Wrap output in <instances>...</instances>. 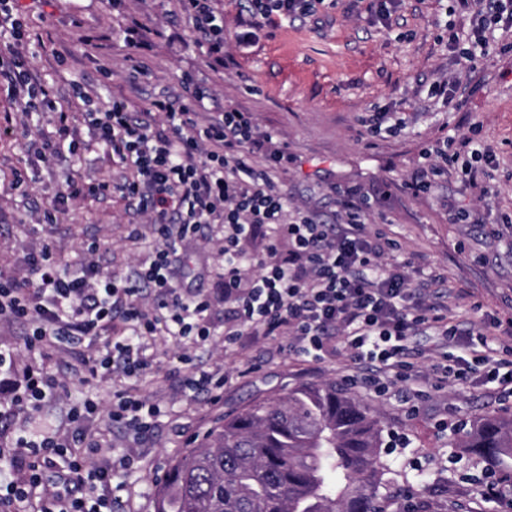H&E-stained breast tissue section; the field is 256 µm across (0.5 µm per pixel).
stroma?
I'll use <instances>...</instances> for the list:
<instances>
[{
	"label": "stroma",
	"instance_id": "1",
	"mask_svg": "<svg viewBox=\"0 0 512 512\" xmlns=\"http://www.w3.org/2000/svg\"><path fill=\"white\" fill-rule=\"evenodd\" d=\"M27 38L19 52L58 109L75 113L77 144L60 140L51 112L23 114L0 79V117L11 116L14 139L0 141V270L23 272L29 253L51 246L62 263L75 264L88 245L107 274L128 271L157 239L150 225L118 196L78 200L55 223L42 211L70 178L121 182L132 172L111 151L91 143L74 86L98 104L125 99L132 111L154 98L178 97L182 78L192 75L209 94L208 111L227 108L252 112L260 130H274L288 147L291 161L276 175L291 203L330 219L335 186L367 192L372 203L367 224L396 243L388 263L404 264V273L422 280L441 274L444 286L462 293L450 303L448 317L480 328L482 318L497 319L512 345V33L494 31L490 48L473 70L463 69L448 51L449 28L468 20L454 0H401L389 23L375 14L372 0H324L314 15L260 31L248 44L236 35L249 20L246 0H216L224 22L227 62L207 66L197 49L191 24L177 0H17ZM138 26L144 44L132 54L125 31ZM149 74L131 80L134 61ZM460 79L462 94L445 103L431 95L434 84ZM393 112L402 120L394 134L367 135L360 118ZM475 135L492 152L486 174L477 181L452 175L436 180L419 195L405 189L424 170L421 150L437 139ZM57 151L47 160L35 152L43 141ZM469 218L460 222L458 210ZM142 237L129 239L130 225ZM218 224L201 225L179 248L173 282L186 290L211 289L204 272L219 265ZM30 324L0 319V345L14 353L0 368V395H10L33 353L25 346ZM289 339L242 338L232 345L214 337L203 345L182 347L170 336L150 341L156 363L140 378L113 376L82 381L84 345L72 344L47 360L61 382L57 396L33 413L35 425L71 429L74 407L91 401L95 412L84 428L120 459L135 449L137 468H116L112 512H153L161 481L171 463L189 448L181 430L199 437L224 418L254 401H273L306 384L341 382L358 364L346 353L302 355ZM196 371L223 376L224 399L215 404L204 390L185 389ZM159 404L161 413L149 433L138 435L112 421L113 391ZM350 396L369 408L384 431L398 440L385 460L391 466L393 500L426 507L427 512H512L506 501L480 495L464 479L472 464L465 454H451L448 439L464 420L491 411L512 413V398L502 399L492 386L446 383L404 405L398 397L381 398L353 388Z\"/></svg>",
	"mask_w": 512,
	"mask_h": 512
}]
</instances>
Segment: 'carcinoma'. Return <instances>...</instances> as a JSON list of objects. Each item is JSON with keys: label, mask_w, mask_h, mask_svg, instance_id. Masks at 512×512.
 <instances>
[{"label": "carcinoma", "mask_w": 512, "mask_h": 512, "mask_svg": "<svg viewBox=\"0 0 512 512\" xmlns=\"http://www.w3.org/2000/svg\"><path fill=\"white\" fill-rule=\"evenodd\" d=\"M173 461L154 512H388L381 426L331 384L259 401ZM512 482V417L487 415L448 441Z\"/></svg>", "instance_id": "1"}]
</instances>
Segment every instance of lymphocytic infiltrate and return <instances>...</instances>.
<instances>
[{
  "label": "lymphocytic infiltrate",
  "mask_w": 512,
  "mask_h": 512,
  "mask_svg": "<svg viewBox=\"0 0 512 512\" xmlns=\"http://www.w3.org/2000/svg\"><path fill=\"white\" fill-rule=\"evenodd\" d=\"M213 2L180 0V5L192 24L196 46L208 66L218 69L224 65V24ZM319 2L248 0L251 20L237 40L252 42L258 30L278 19L304 18ZM459 5L470 15V28L448 38V50L457 58L475 61L485 54L490 31H512V0H459ZM0 76L22 112L53 109L47 89L22 60L0 61ZM183 89L182 96L155 99L138 114L122 99L88 112L98 143L110 148L133 176L120 183L72 181L64 199L119 194L149 215L163 243L124 276H102L90 261L61 267L47 248L26 260L36 289L0 271V316L29 321V347L43 351L97 341L118 316L126 336L113 341L111 358H89L84 367L89 375L103 377L117 362L131 378L152 365L146 337L207 341L211 295L178 296L170 255L200 225L220 224L224 262L213 276L215 293L227 306L225 343L244 336L289 334L302 354L338 346L365 365L362 373L344 376L345 385L384 395L401 382L411 399L417 394L411 386L416 364L408 340L430 329L457 349L455 355L432 363L435 379L494 383L512 397V359L499 356L494 331L471 335L450 323L441 305L417 298L418 284L385 261L392 241L368 230L369 200L362 192L338 190L336 224L307 209L289 208L287 193L272 178L290 160L275 133L259 132L253 113L238 109L211 113L206 126L197 128L195 117L205 108L206 94L189 75ZM464 153L476 161L464 174L476 179L477 164L486 155L466 137L451 149L423 150L426 176L409 183V191L423 192L429 179L455 172ZM249 266L258 268V276L246 274ZM146 287L155 292L149 310L140 301ZM22 383L23 394L0 397V417L19 407L39 410L59 387L56 375L41 363L27 369ZM160 413L159 405L128 391L113 394L112 421L136 433L148 432ZM105 455L100 444L86 443L79 427L67 438L41 430L22 439L19 448H0V473L12 475L0 494V512H19L32 501L37 512H112V466L105 463ZM52 470L66 474L60 489L46 483L45 475Z\"/></svg>",
  "instance_id": "1"
}]
</instances>
